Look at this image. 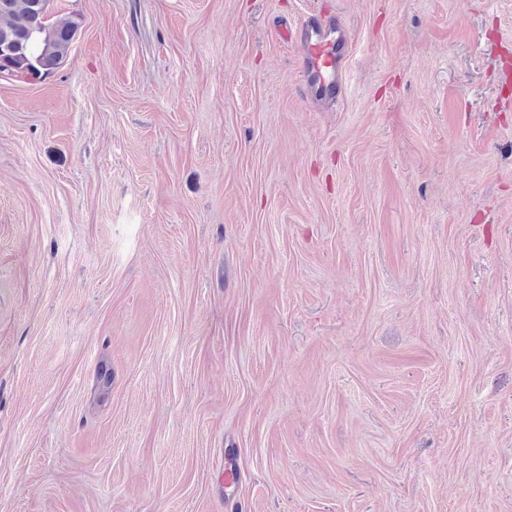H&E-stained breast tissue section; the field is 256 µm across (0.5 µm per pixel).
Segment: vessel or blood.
<instances>
[{
	"label": "vessel or blood",
	"instance_id": "b4317fda",
	"mask_svg": "<svg viewBox=\"0 0 512 512\" xmlns=\"http://www.w3.org/2000/svg\"><path fill=\"white\" fill-rule=\"evenodd\" d=\"M281 36L296 50V63L304 76L303 95L315 105L335 106L346 89V68L353 34L341 16L314 14Z\"/></svg>",
	"mask_w": 512,
	"mask_h": 512
}]
</instances>
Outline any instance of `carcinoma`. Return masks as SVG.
<instances>
[{"instance_id":"cac0c4a2","label":"carcinoma","mask_w":512,"mask_h":512,"mask_svg":"<svg viewBox=\"0 0 512 512\" xmlns=\"http://www.w3.org/2000/svg\"><path fill=\"white\" fill-rule=\"evenodd\" d=\"M50 0H0V48L12 47L16 72L48 75L68 57L79 27L72 18L47 23Z\"/></svg>"}]
</instances>
